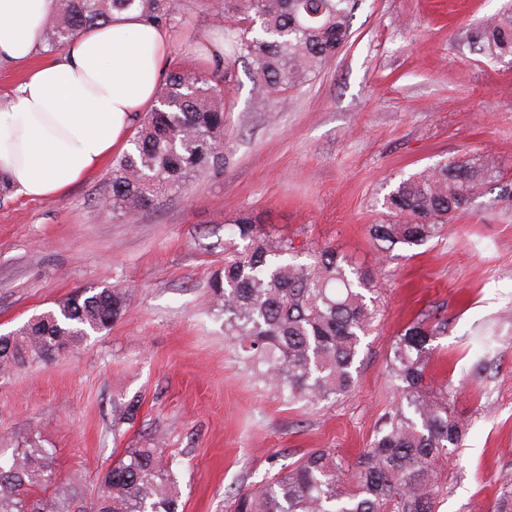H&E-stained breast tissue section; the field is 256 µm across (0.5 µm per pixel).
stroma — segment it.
<instances>
[{
	"label": "stroma",
	"mask_w": 512,
	"mask_h": 512,
	"mask_svg": "<svg viewBox=\"0 0 512 512\" xmlns=\"http://www.w3.org/2000/svg\"><path fill=\"white\" fill-rule=\"evenodd\" d=\"M507 0H358L348 43L303 86L254 106L251 67L233 19L213 0H180L185 41L171 70L224 79V167L132 216L102 209L104 164L60 200L0 204V334L90 285L129 294L111 330L0 379V448L30 436L51 455L48 498L80 477L85 498L125 449L162 438L183 512H228L232 496L307 452L358 461L398 399L387 363L396 336L432 311L448 318L427 381L455 389L467 430L440 461L435 512H495L512 491V196L475 198L443 236L384 255L368 234L384 196L411 174L482 153L512 183V60L479 53V25ZM223 46L224 67L190 50ZM290 237L298 262L336 249L374 276L380 315L362 344L358 383L319 405L288 400L239 363L224 320L208 311L212 273L238 241ZM494 339L485 353L481 339ZM488 357L486 370L473 365ZM140 402L134 421L116 407Z\"/></svg>",
	"instance_id": "1"
}]
</instances>
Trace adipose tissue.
<instances>
[{"label":"adipose tissue","instance_id":"1","mask_svg":"<svg viewBox=\"0 0 512 512\" xmlns=\"http://www.w3.org/2000/svg\"><path fill=\"white\" fill-rule=\"evenodd\" d=\"M56 0H0V61L24 75L0 94V173L20 196L62 198L122 149L155 103L177 32L134 13L88 30L36 62Z\"/></svg>","mask_w":512,"mask_h":512}]
</instances>
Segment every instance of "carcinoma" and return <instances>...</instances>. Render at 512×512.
<instances>
[{
	"mask_svg": "<svg viewBox=\"0 0 512 512\" xmlns=\"http://www.w3.org/2000/svg\"><path fill=\"white\" fill-rule=\"evenodd\" d=\"M356 0H223L220 9L243 23L240 49L250 60L253 94L264 107L327 66L348 42ZM122 12L169 25L174 0H57L45 24L44 43L58 48ZM490 59L512 57V4L486 18L476 31ZM224 88L184 72L171 73L158 104L143 113L133 149L112 167L98 200L114 214L130 216L177 193L194 177L224 167ZM498 168L480 153L446 161L410 175L383 199L388 216L369 227L385 253L413 248L441 235L469 201L501 181ZM260 218L235 219L245 241L209 281V306L224 317V336L240 362L259 380L311 405L348 394L365 336L378 318L374 278L332 248L294 261L288 238L257 234ZM123 288H84L57 308L31 317L0 341V377L47 362L111 329L123 317ZM443 316L427 315L406 326L389 357L399 382V405L388 414L370 447L350 467L336 452L314 449L283 466L269 481L232 497L231 512H434L437 464L458 447L464 425L453 412V389L426 383L432 342L445 333ZM51 480L49 453L34 439L0 463V512H74L79 486L29 505L28 490ZM178 480L158 448H128L100 478L90 512H179Z\"/></svg>",
	"mask_w": 512,
	"mask_h": 512,
	"instance_id": "obj_1",
	"label": "carcinoma"
}]
</instances>
